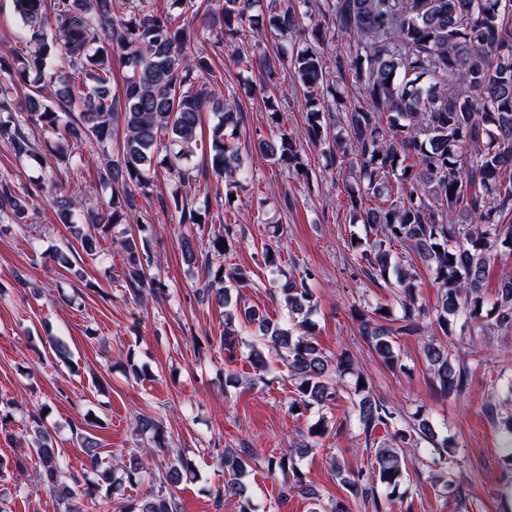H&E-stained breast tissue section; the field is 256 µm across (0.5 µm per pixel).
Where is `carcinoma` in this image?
Wrapping results in <instances>:
<instances>
[{"label":"carcinoma","instance_id":"obj_1","mask_svg":"<svg viewBox=\"0 0 512 512\" xmlns=\"http://www.w3.org/2000/svg\"><path fill=\"white\" fill-rule=\"evenodd\" d=\"M260 0H222L213 26L226 40L236 38L244 26L253 31L251 53L237 54V65L256 68L268 76L289 67L305 101L306 136L313 145L332 144L343 158H354V182L348 198L353 221L376 234L361 251V259L373 274L386 279L395 275L403 315L393 316L378 306L367 312H351L359 336L370 345L386 367H401L397 336H420L425 311L417 305V273L392 262V247L407 246L433 270L441 288L435 320L446 336L455 333L454 322L462 314L477 316L484 307L482 288L491 263L512 252V30L505 17L512 0H329L328 17L304 23L306 14L297 5L306 0H286L283 10L261 21L255 15ZM22 26L9 53L0 57V72L25 90L24 102L14 112L8 89L0 85V143L18 158L38 165L44 160L31 143L37 129L56 139L55 163L67 173L82 174L85 145L112 141L123 130L114 157L105 156L98 180L112 187L109 201L83 207L74 194L64 193L52 179L34 184L19 195L15 184L0 180V222L22 232L36 230L37 209L31 196L50 195V206L59 223L74 229L85 253L93 260L110 253L111 244L123 254L124 291L142 299L155 287L154 264L146 237L133 234L108 239L114 224H141L139 197L153 185L156 168L182 186L195 180L184 164L198 145L202 114H219L210 130L211 172L224 181L226 195L234 194L242 172L241 152L224 139V131L238 123L237 104L224 98L213 75L211 58L191 48L184 13L160 11L155 0H13ZM270 31L288 51L270 54L261 49L260 34ZM310 36L315 43L340 36L353 48L348 68L359 93L371 110L350 107L337 80L324 67L317 48L296 47L297 39ZM120 50L130 68L122 91L112 86V52ZM201 76L203 80L196 81ZM458 84L451 92L448 84ZM268 118L278 133L257 142L258 151L287 170L304 166L301 145L280 130L277 101L264 98ZM343 107L346 112L336 115ZM164 158H158L160 152ZM400 181L397 198L387 205L363 206L367 197H391L388 178ZM190 198L176 192L159 198L162 207L179 214L181 224H203L204 212L189 206ZM456 216L443 220V213ZM99 231L83 234L81 224ZM224 234L213 232L201 247L182 237L184 260L192 264L205 258L207 300L224 309L221 345L234 356L243 334L255 368H267L266 353L279 356L293 381L298 399L294 408L319 411L309 435L331 432L321 414L328 403L349 391L352 412L364 434L366 452L373 456L367 471L352 473L338 456L330 467L348 492L383 512L377 488L389 489L392 501L406 483L405 448L425 442L438 456L452 447L449 438H438L432 423L414 416V422L398 425L399 416L387 401L359 385L363 374L350 354L323 351L310 320L314 293L305 270L297 279L285 277L277 288L287 310L283 323H274L251 307L241 306L240 290L251 285L250 272L242 267L224 271ZM491 321L474 324L461 342L470 350L491 336L512 331V274L500 276ZM422 355L433 381L446 394L461 396L469 386V368L452 359L448 342L431 336L422 342ZM349 389H344L343 385ZM505 397L489 400L486 414L504 436L501 459L512 467V381ZM32 438V452L40 464L39 479L53 496L57 512H85V502H96L100 493L110 495L124 482L137 484L148 478L151 490L129 501L122 512H181L172 486L189 470L176 458L164 474L151 472L148 461L137 457L102 465L98 439L84 430L75 432L81 448L96 471L90 480L70 470L41 414L30 413L22 422ZM134 431L164 440L161 422L147 414L135 417ZM220 464L228 476L224 490L215 495L221 509L224 494L238 498V512H255L244 478L262 465L283 477L282 495L298 492L317 498L293 457L273 454L260 460L251 448L224 451ZM435 487L446 495L462 497L461 487L440 468L432 476Z\"/></svg>","mask_w":512,"mask_h":512}]
</instances>
